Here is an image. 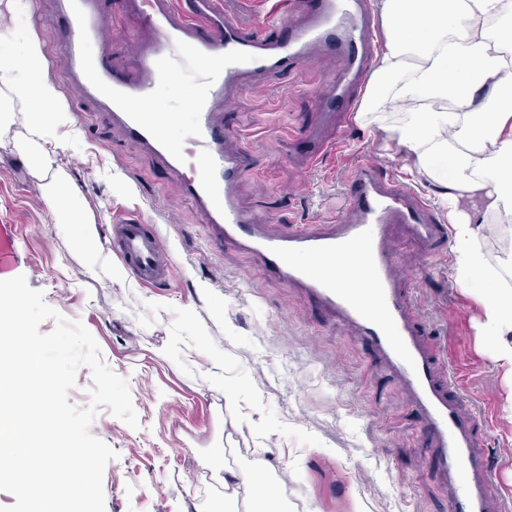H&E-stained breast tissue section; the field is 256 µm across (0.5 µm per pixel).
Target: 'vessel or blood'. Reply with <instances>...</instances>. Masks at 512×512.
<instances>
[{
    "instance_id": "vessel-or-blood-1",
    "label": "vessel or blood",
    "mask_w": 512,
    "mask_h": 512,
    "mask_svg": "<svg viewBox=\"0 0 512 512\" xmlns=\"http://www.w3.org/2000/svg\"><path fill=\"white\" fill-rule=\"evenodd\" d=\"M105 0H58L62 19L53 59L69 84L81 88L128 142L149 151L168 168L211 229L215 245L229 242L298 286L370 341L423 414L436 448V463L448 486L449 512H492L495 485L472 413L440 383L445 369L434 359L398 288L400 270L388 238L392 225L431 248L442 234L427 201L374 165L350 176L332 223L288 233H270L239 206L242 157L224 145L219 111L259 74L288 71L335 56L339 70L318 97L320 113L307 158L316 166L340 151L366 82L379 29L370 0H278V21L288 30L275 41L246 31L222 0H124L138 20L136 51L119 60L111 53L88 58L85 46L104 39ZM180 48L201 65L183 143L163 134L164 118L148 111L155 86L175 75L172 50ZM11 225L0 226V274L20 262ZM114 246L144 285L167 283L172 263L159 231L131 220L118 224ZM311 258L299 265L295 255ZM349 261L367 288L342 282L338 264Z\"/></svg>"
}]
</instances>
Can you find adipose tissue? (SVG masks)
<instances>
[{"mask_svg": "<svg viewBox=\"0 0 512 512\" xmlns=\"http://www.w3.org/2000/svg\"><path fill=\"white\" fill-rule=\"evenodd\" d=\"M33 9L34 0L0 8V133L15 131L14 151L41 180L52 222L71 225L72 246L93 276L103 254L96 213L61 164L80 126L49 76L42 41L24 29ZM505 9L504 0H383L385 49L362 111L403 109L385 138L436 185L456 269L481 303L496 361L512 376V289L496 278L512 270V250L489 263L477 220L491 211L512 221V27L492 35L480 27Z\"/></svg>", "mask_w": 512, "mask_h": 512, "instance_id": "ef3b65f1", "label": "adipose tissue"}]
</instances>
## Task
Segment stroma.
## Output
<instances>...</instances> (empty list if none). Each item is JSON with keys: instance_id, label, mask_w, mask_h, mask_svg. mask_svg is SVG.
I'll use <instances>...</instances> for the list:
<instances>
[{"instance_id": "obj_1", "label": "stroma", "mask_w": 512, "mask_h": 512, "mask_svg": "<svg viewBox=\"0 0 512 512\" xmlns=\"http://www.w3.org/2000/svg\"><path fill=\"white\" fill-rule=\"evenodd\" d=\"M337 68L326 58L261 75L224 109L227 140L244 157L239 202L272 231L331 221L350 174L368 160L434 198L432 184L409 173L411 159L359 118L339 158L300 165L313 148L304 131L318 86ZM50 75L71 113L94 117L63 164L95 207L102 237L117 221L141 220L159 228L173 263L162 287L128 271L87 281L69 226L49 222L37 181L11 145L0 146V224L14 227L19 274L81 321L129 383L138 428L105 407L91 426L119 454L104 475L105 512H225L219 467L258 462L285 512H448L427 424L376 349L249 253L230 244L210 253L193 201L160 161L129 144L60 66ZM113 173L123 185L111 183ZM392 237L400 288L433 354L452 365L461 399L480 413L497 495L512 508V377L480 330L452 240L429 254L402 226Z\"/></svg>"}]
</instances>
